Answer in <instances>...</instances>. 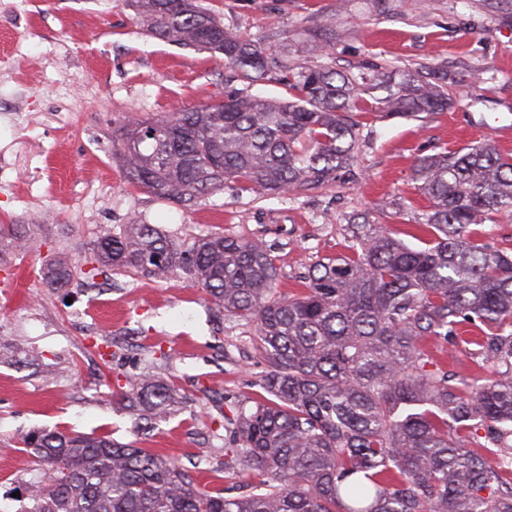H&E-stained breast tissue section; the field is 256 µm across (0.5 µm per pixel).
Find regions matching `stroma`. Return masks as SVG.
<instances>
[{"instance_id": "obj_1", "label": "stroma", "mask_w": 512, "mask_h": 512, "mask_svg": "<svg viewBox=\"0 0 512 512\" xmlns=\"http://www.w3.org/2000/svg\"><path fill=\"white\" fill-rule=\"evenodd\" d=\"M225 27L272 56L295 51L324 19L340 68L372 71L432 62L455 103L414 119L360 118L357 159L335 183L296 199H258L236 184L189 209L123 180L112 129L224 98L222 62L146 37L124 0H0V225L23 226L22 251L0 241V512H17L35 466L19 439L37 428L105 436L196 463L223 487L225 398L262 399L253 323L213 322L204 293L182 272L122 270L84 286V258L100 230L140 218L185 243L214 232L271 248L279 288L291 293L323 258L345 252L352 214L375 211L406 243L427 237L414 191L419 156L490 139L512 127V0H203ZM67 252L69 287H50L49 259ZM113 352L102 376L100 346ZM157 374L182 387L187 407L135 431L120 397L130 378Z\"/></svg>"}]
</instances>
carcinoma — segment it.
Returning a JSON list of instances; mask_svg holds the SVG:
<instances>
[{
    "label": "carcinoma",
    "mask_w": 512,
    "mask_h": 512,
    "mask_svg": "<svg viewBox=\"0 0 512 512\" xmlns=\"http://www.w3.org/2000/svg\"><path fill=\"white\" fill-rule=\"evenodd\" d=\"M143 33L208 52L229 68L224 102L112 128L123 179L191 207L232 182L260 198L292 199L354 165L357 113L418 117L454 99L430 66L366 73L308 60L329 56L309 28L300 55L269 61L199 0H126ZM260 81L285 96L254 95ZM430 229L415 248L363 216L350 253L320 262L302 289L276 291L278 268L261 241L222 233L187 246L133 220L104 231L85 257L102 269L163 278L177 270L213 309L255 325L269 397L224 398V473L257 478L227 496L195 483L169 456L107 437L41 428L22 443L40 465L26 512H512V253L475 241L470 225L512 214V155L489 141L416 161ZM46 277L73 278L58 255ZM472 324L473 374L464 379L429 345L454 344ZM135 428L189 402L164 378L121 394Z\"/></svg>",
    "instance_id": "1"
}]
</instances>
